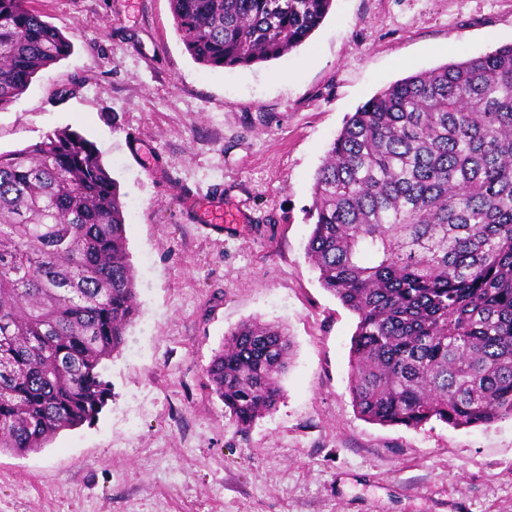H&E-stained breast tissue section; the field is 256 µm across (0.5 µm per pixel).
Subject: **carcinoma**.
Here are the masks:
<instances>
[{
  "instance_id": "carcinoma-1",
  "label": "carcinoma",
  "mask_w": 512,
  "mask_h": 512,
  "mask_svg": "<svg viewBox=\"0 0 512 512\" xmlns=\"http://www.w3.org/2000/svg\"><path fill=\"white\" fill-rule=\"evenodd\" d=\"M197 62L277 60L333 0H169ZM69 37L0 0V109L71 54ZM307 255L357 316L353 405L381 425L512 418V43L400 79L346 120L315 174ZM138 312L116 182L70 131L0 153V452L92 421L103 360ZM281 327L245 322L205 369L244 430L276 408Z\"/></svg>"
}]
</instances>
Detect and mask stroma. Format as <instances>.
Masks as SVG:
<instances>
[{
  "label": "stroma",
  "instance_id": "stroma-1",
  "mask_svg": "<svg viewBox=\"0 0 512 512\" xmlns=\"http://www.w3.org/2000/svg\"><path fill=\"white\" fill-rule=\"evenodd\" d=\"M73 39L0 109V152L69 129L126 206L139 311L94 424L0 453V512H512V418L383 426L349 391L356 316L305 247L314 175L346 118L408 75L512 43V0H333L301 47L210 68L169 0H32ZM154 159L162 175L134 159ZM248 221L186 223L180 189ZM285 328L275 410L240 430L205 368L237 325Z\"/></svg>",
  "mask_w": 512,
  "mask_h": 512
}]
</instances>
